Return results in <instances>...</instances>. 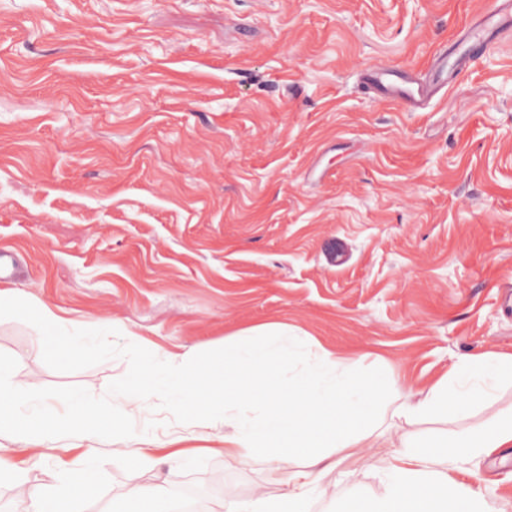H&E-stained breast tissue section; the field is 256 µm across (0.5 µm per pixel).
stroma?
Returning <instances> with one entry per match:
<instances>
[{"mask_svg":"<svg viewBox=\"0 0 512 512\" xmlns=\"http://www.w3.org/2000/svg\"><path fill=\"white\" fill-rule=\"evenodd\" d=\"M493 0H0V250L18 288L101 344L59 362L22 312L0 358L34 377L32 402L72 394L119 406L152 357L207 361L229 334L288 326L318 346L381 358L419 390L463 355L512 352V32L423 110L375 98V61L425 70ZM106 313L119 326L101 335ZM126 454L109 439L26 461L0 505L85 464L87 512L135 487L266 485L260 462L224 457V430L179 423L153 400ZM177 438L180 468L155 439ZM450 477L512 499V448ZM327 496L380 491L345 460Z\"/></svg>","mask_w":512,"mask_h":512,"instance_id":"stroma-1","label":"stroma"}]
</instances>
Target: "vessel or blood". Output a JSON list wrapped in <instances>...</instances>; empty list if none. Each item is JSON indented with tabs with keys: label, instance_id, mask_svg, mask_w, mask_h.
<instances>
[{
	"label": "vessel or blood",
	"instance_id": "obj_1",
	"mask_svg": "<svg viewBox=\"0 0 512 512\" xmlns=\"http://www.w3.org/2000/svg\"><path fill=\"white\" fill-rule=\"evenodd\" d=\"M512 28V8L501 0L495 10L469 23L456 41L453 53H439L431 62L425 77L386 63L367 68L364 83L385 100L421 109L440 91L470 71L479 52L502 30Z\"/></svg>",
	"mask_w": 512,
	"mask_h": 512
}]
</instances>
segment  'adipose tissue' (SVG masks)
<instances>
[{"mask_svg":"<svg viewBox=\"0 0 512 512\" xmlns=\"http://www.w3.org/2000/svg\"><path fill=\"white\" fill-rule=\"evenodd\" d=\"M34 324L48 350L65 363L84 360L92 347L64 336V321L47 307L37 309ZM300 338L287 328H252L249 339L225 340L214 363H201L186 352L164 369L146 364L121 388L119 411L100 409L73 397L64 411L21 412L19 400L33 379L0 359V431L14 445L55 450L62 436L87 441L109 438L122 445L132 439L133 417L154 399L165 400L186 424L211 428L224 423L225 457L247 464L262 459L279 496L255 490L247 500L228 498L223 512H308L307 502L319 489L331 454L356 458L374 467L369 451L400 447L386 468L379 494L342 504L341 512H507L490 504L480 488L448 477L445 468L512 447V412L458 436L404 434L394 440L380 434L385 412L407 425L464 416L494 402L512 386V353L464 356L439 379L417 393H401L384 369L362 367V357L320 349L313 364L295 361ZM82 480L65 476L37 485L14 501L11 512H75L97 498L95 468Z\"/></svg>","mask_w":512,"mask_h":512,"instance_id":"1","label":"adipose tissue"}]
</instances>
